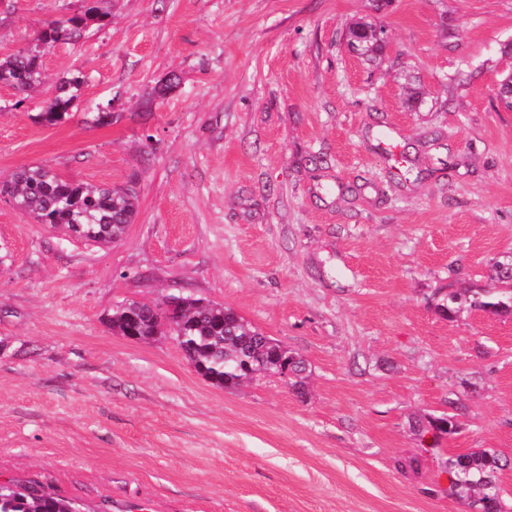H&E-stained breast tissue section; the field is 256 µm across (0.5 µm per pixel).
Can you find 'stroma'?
Here are the masks:
<instances>
[{"mask_svg":"<svg viewBox=\"0 0 512 512\" xmlns=\"http://www.w3.org/2000/svg\"><path fill=\"white\" fill-rule=\"evenodd\" d=\"M81 4L0 0V56ZM101 7L105 27L44 52L25 103L0 85V181L43 166L139 198L102 246L0 195V482L83 512H468L440 462L512 460V314L438 305L512 259V111L495 96L512 0ZM360 19L387 29L379 62L347 45ZM76 69L77 115L35 122ZM114 98L112 124L84 122ZM173 295L300 355L303 393L218 387L172 337L108 326ZM453 401L458 432L419 437Z\"/></svg>","mask_w":512,"mask_h":512,"instance_id":"stroma-1","label":"stroma"}]
</instances>
